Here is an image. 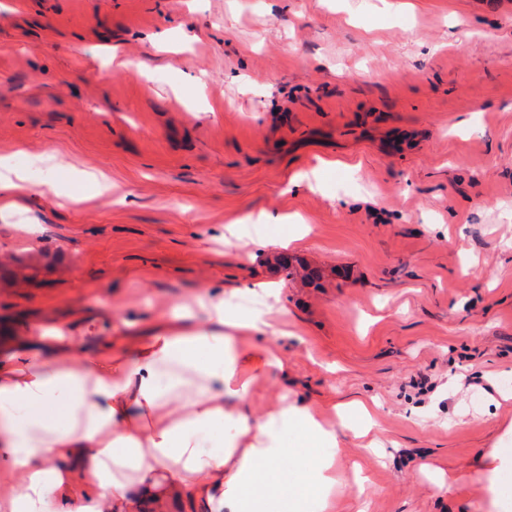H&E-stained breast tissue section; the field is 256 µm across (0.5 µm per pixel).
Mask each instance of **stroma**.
I'll return each mask as SVG.
<instances>
[{"instance_id":"35a3bbf8","label":"stroma","mask_w":512,"mask_h":512,"mask_svg":"<svg viewBox=\"0 0 512 512\" xmlns=\"http://www.w3.org/2000/svg\"><path fill=\"white\" fill-rule=\"evenodd\" d=\"M0 352L63 322L94 350L203 284L289 311L288 389L376 403L345 512H488L512 455V0H0ZM320 169V185L299 175ZM110 194L94 196L90 172ZM268 239L229 246L240 219ZM289 255L324 272L305 286ZM427 463L468 479L437 493ZM25 172L19 168L0 165V212L14 210L22 207L25 188ZM487 458L488 464L473 476V480L484 484L486 496L494 506L498 507L503 499L498 478L503 471L512 470V456L500 454L493 449L488 453Z\"/></svg>"}]
</instances>
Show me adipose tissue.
I'll return each instance as SVG.
<instances>
[{"label": "adipose tissue", "instance_id": "1", "mask_svg": "<svg viewBox=\"0 0 512 512\" xmlns=\"http://www.w3.org/2000/svg\"><path fill=\"white\" fill-rule=\"evenodd\" d=\"M242 312L203 289V322L84 350L47 327L0 356V512H342L344 430L368 433L355 403L328 422L257 380L283 370L270 283ZM262 334L263 344H247Z\"/></svg>", "mask_w": 512, "mask_h": 512}]
</instances>
